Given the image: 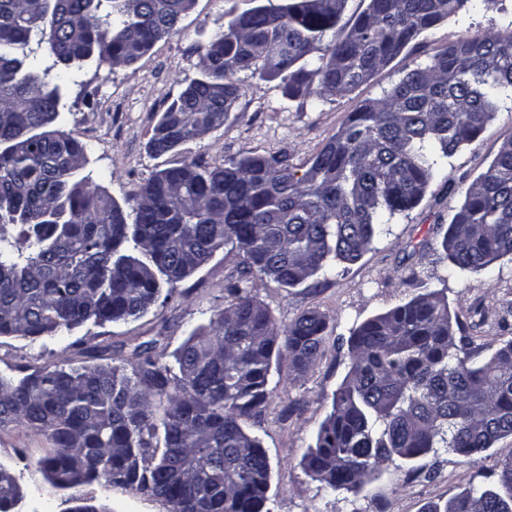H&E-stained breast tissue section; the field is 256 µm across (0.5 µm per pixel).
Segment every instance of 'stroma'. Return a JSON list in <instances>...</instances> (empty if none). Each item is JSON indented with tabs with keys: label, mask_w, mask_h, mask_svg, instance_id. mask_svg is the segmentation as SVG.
<instances>
[{
	"label": "stroma",
	"mask_w": 512,
	"mask_h": 512,
	"mask_svg": "<svg viewBox=\"0 0 512 512\" xmlns=\"http://www.w3.org/2000/svg\"><path fill=\"white\" fill-rule=\"evenodd\" d=\"M251 5L252 0H195L178 32L156 42L132 65L97 61L75 75L69 89L70 111L61 128L86 144L84 173L117 202L126 203L138 184L186 158L214 166L230 158L284 152L295 167H302L361 103L390 88L404 67L429 62L469 32L512 35V0H495L488 8H463L421 34L390 65L347 94L292 98L280 80L240 76L238 97L223 127L186 142L175 153L153 156V129L189 79L197 76L204 46L223 30L225 21ZM510 136L508 107L496 113L475 141L455 153L422 201L396 216L388 233L378 237L358 262L337 265L332 274L293 288L260 276L246 283V290L270 310L279 327L310 310L327 320L322 354L302 373L293 370L288 357L275 361L269 402L261 416L247 422L271 465L269 512H428L432 504H445L469 486L494 483L498 462L512 456V436L497 441L478 460L452 452L429 455L410 469L382 467L357 494L325 488L304 466V456L314 446L333 394L347 373V340L366 319L429 287L444 291L450 311L458 314L482 356L512 338V260L498 261L490 277H450L441 247L463 201L461 192L448 191L446 178L471 183ZM238 261L236 252L219 250L136 320L89 323L35 342L2 336L0 376L17 378L62 366L117 365L136 345L150 341L157 352L171 356L194 329L208 325L223 310L224 286ZM474 307L481 309L482 323L471 316ZM51 450L47 437L26 425L0 427V464L13 470L21 486L19 512H69L76 497L107 512H169L167 503L112 487L103 477L72 490L53 487L37 466Z\"/></svg>",
	"instance_id": "35a3bbf8"
}]
</instances>
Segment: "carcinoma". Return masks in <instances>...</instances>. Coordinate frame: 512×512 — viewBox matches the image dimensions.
Masks as SVG:
<instances>
[{
	"mask_svg": "<svg viewBox=\"0 0 512 512\" xmlns=\"http://www.w3.org/2000/svg\"><path fill=\"white\" fill-rule=\"evenodd\" d=\"M347 0H265L205 47L199 76L163 112L151 152L163 156L224 125L239 74L279 78L292 96L354 90L419 35L471 0H369L338 28ZM194 0H0V336L33 341L138 319L163 285L183 281L217 251L239 256L230 302L194 330L175 363L135 349L131 367L86 365L0 376V426L22 423L54 444L37 462L70 489L103 474L112 486L165 501L170 512H266L270 462L245 421L271 395L273 358L297 372L322 353L327 321L308 311L279 329L240 283L296 287L334 262L354 263L383 226L415 208L430 182L512 102V35L466 34L364 101L296 176L288 154L196 159L166 167L125 211L80 175L86 144L57 129L72 74L94 52L138 60L178 29ZM278 47V68L265 52ZM320 64L311 66V55ZM442 249L447 275L488 274L512 255V136L464 191ZM442 292L430 288L363 322L350 365L304 457L331 490L358 492L382 463L443 448L477 455L512 435V340L486 361L458 336ZM137 477L119 482L115 449ZM250 448L252 454L241 455ZM193 472L176 477L175 466ZM498 485L471 486L430 512H512V457ZM22 499L0 464V499Z\"/></svg>",
	"mask_w": 512,
	"mask_h": 512,
	"instance_id": "carcinoma-1",
	"label": "carcinoma"
}]
</instances>
